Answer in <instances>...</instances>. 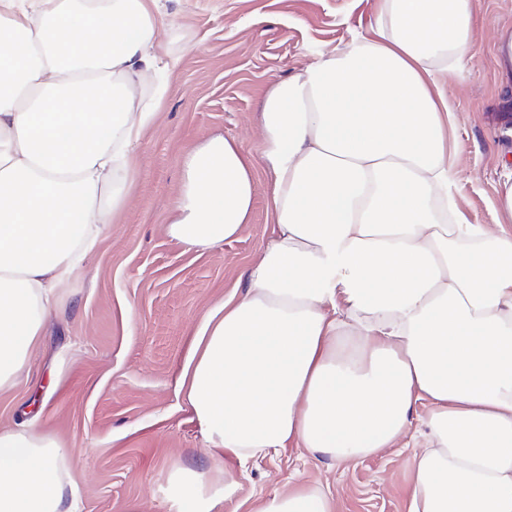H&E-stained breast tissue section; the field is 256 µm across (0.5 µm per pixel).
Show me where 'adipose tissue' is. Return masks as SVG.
<instances>
[{
    "label": "adipose tissue",
    "instance_id": "obj_1",
    "mask_svg": "<svg viewBox=\"0 0 512 512\" xmlns=\"http://www.w3.org/2000/svg\"><path fill=\"white\" fill-rule=\"evenodd\" d=\"M163 21L161 0H0V390L127 201ZM473 40V0H377L368 34L266 96L272 229L181 377L213 463L172 467L176 512L236 496L228 455L394 446L421 399L407 512H512V233L467 223L450 194L448 75ZM255 193L241 144L210 136L168 232L233 240ZM70 458L32 425L0 427V512H84ZM253 512H333V496L298 483Z\"/></svg>",
    "mask_w": 512,
    "mask_h": 512
}]
</instances>
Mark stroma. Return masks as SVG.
Returning <instances> with one entry per match:
<instances>
[{
	"instance_id": "1",
	"label": "stroma",
	"mask_w": 512,
	"mask_h": 512,
	"mask_svg": "<svg viewBox=\"0 0 512 512\" xmlns=\"http://www.w3.org/2000/svg\"><path fill=\"white\" fill-rule=\"evenodd\" d=\"M374 0H169L161 29L164 88L154 124L137 147L129 201L87 263L60 290L28 370L0 391V426L30 422L72 452L71 475L85 512H169L174 464L205 470L212 458L180 379L196 333L220 305L242 296L248 268L271 230L270 173L261 159V103L276 82L305 66L311 48H341L367 34ZM475 56L449 74L457 123L448 140L458 172L453 194L471 224H495L512 177V89L491 48L512 26V0H475ZM238 140L254 161L249 224L234 240L190 249L168 224L188 153L207 137ZM429 412L418 403L407 437L361 459L331 463L291 444L240 467L223 512L295 483L330 486L335 512H407L415 436Z\"/></svg>"
}]
</instances>
